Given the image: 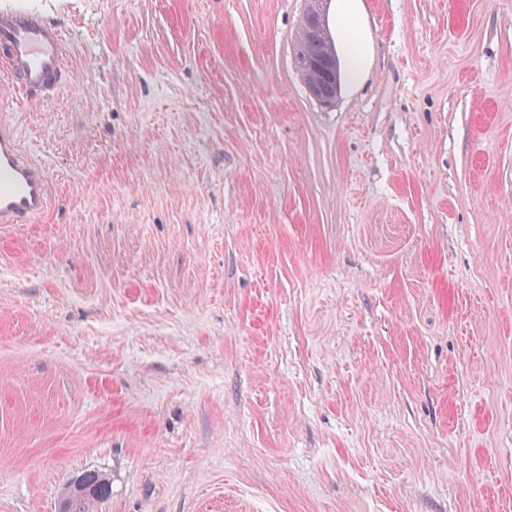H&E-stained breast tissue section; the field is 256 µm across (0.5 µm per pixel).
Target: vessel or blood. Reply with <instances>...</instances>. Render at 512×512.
I'll list each match as a JSON object with an SVG mask.
<instances>
[{
	"label": "vessel or blood",
	"mask_w": 512,
	"mask_h": 512,
	"mask_svg": "<svg viewBox=\"0 0 512 512\" xmlns=\"http://www.w3.org/2000/svg\"><path fill=\"white\" fill-rule=\"evenodd\" d=\"M70 78L62 28L27 0L0 8V103L53 98ZM49 172L25 150L19 129L0 114V225L29 224L50 208Z\"/></svg>",
	"instance_id": "obj_1"
}]
</instances>
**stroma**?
<instances>
[{
	"label": "stroma",
	"mask_w": 512,
	"mask_h": 512,
	"mask_svg": "<svg viewBox=\"0 0 512 512\" xmlns=\"http://www.w3.org/2000/svg\"><path fill=\"white\" fill-rule=\"evenodd\" d=\"M70 81L10 110L0 512H512V0H362L321 105L304 0H30ZM336 31L347 61V73L356 87L369 66L368 45L357 19L361 0H336ZM8 114H0V225L30 224L50 208L49 172L27 153ZM86 481L83 488L78 489L75 482L66 488L60 501L61 512H93L94 507L110 495L107 478L96 471L83 475Z\"/></svg>",
	"instance_id": "35a3bbf8"
}]
</instances>
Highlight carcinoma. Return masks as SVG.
<instances>
[{"mask_svg": "<svg viewBox=\"0 0 512 512\" xmlns=\"http://www.w3.org/2000/svg\"><path fill=\"white\" fill-rule=\"evenodd\" d=\"M323 27V16L314 9L313 0H307L296 62L300 65L308 57L316 59L320 70L316 78L307 82V86L319 103L330 105L336 100L339 87L336 81V46L334 39L323 37ZM84 477L83 488L79 489L74 484L66 488L60 501L61 512H94V507L110 495L109 480L103 474L90 471Z\"/></svg>", "mask_w": 512, "mask_h": 512, "instance_id": "1", "label": "carcinoma"}]
</instances>
